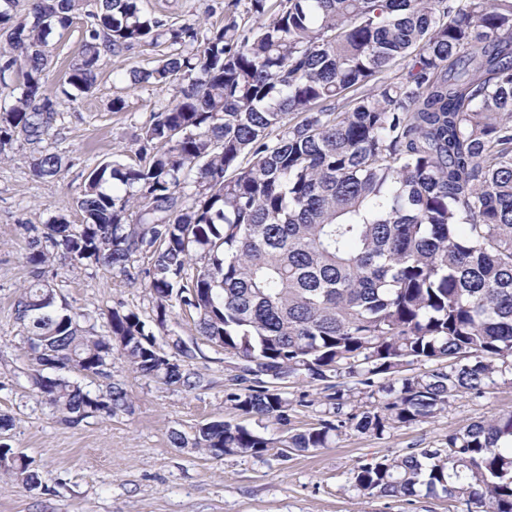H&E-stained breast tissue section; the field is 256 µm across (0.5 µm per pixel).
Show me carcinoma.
<instances>
[{"label": "carcinoma", "mask_w": 512, "mask_h": 512, "mask_svg": "<svg viewBox=\"0 0 512 512\" xmlns=\"http://www.w3.org/2000/svg\"><path fill=\"white\" fill-rule=\"evenodd\" d=\"M0 8V160L39 146L59 118L46 93L49 36L86 18L65 83L96 84L107 54L170 52L132 83L176 94L152 109L134 164H100L75 205L26 227L32 279L15 303L37 401L69 424L131 411L112 356L185 391L194 350L158 343L138 314L112 309L103 333L56 304L45 279L102 266L141 276L156 325L175 308L244 362L224 393L249 418L288 422L293 401L267 379L323 383L332 419L273 441L230 422L174 431L177 448L220 459L326 448L343 428L381 436L431 418L460 393L512 370V0H231L224 22L145 13L141 0H31ZM38 179L62 171L46 149ZM141 257L150 266L132 273ZM415 361L443 366L402 376ZM73 371L89 380H72ZM379 386L378 411H344L342 380ZM0 472L43 486L33 462L0 444ZM382 497L424 486L466 512H512V411L448 433L442 448L359 465Z\"/></svg>", "instance_id": "1"}]
</instances>
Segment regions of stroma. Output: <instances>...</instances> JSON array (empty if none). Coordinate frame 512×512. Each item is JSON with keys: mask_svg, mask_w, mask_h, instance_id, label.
I'll return each mask as SVG.
<instances>
[{"mask_svg": "<svg viewBox=\"0 0 512 512\" xmlns=\"http://www.w3.org/2000/svg\"><path fill=\"white\" fill-rule=\"evenodd\" d=\"M82 37L79 20L64 35H51L48 94L60 91ZM155 58L140 49L105 56L92 92L74 104L61 102L57 131L43 143L62 156L61 177L34 179L20 154L0 162V414L14 420L8 433L13 451L32 460L44 483L30 491L0 475V512H462L449 507L439 492L422 491L409 499L368 494L355 487L352 472L372 460L440 447L450 431L512 411L511 372L498 375L483 396L459 394L434 417L380 436L346 428L329 447L294 452L286 459L273 454L213 459L174 447L172 431L243 421L262 428L266 436L283 437L317 425L326 416V400L319 385L290 380L282 383V391L295 400L307 395L310 403L296 405L288 425L243 419L224 400L236 359L201 336L192 316L177 309L168 328L196 350L192 368L201 382L194 390L146 380L116 357L112 379L130 393L131 413L69 425L37 403L25 376L29 359L15 316L19 289L32 276L23 258V227L58 213L81 223L74 200L89 171L100 163L135 162L133 141L162 94L131 85L128 74L151 66ZM117 96L126 102L124 111L111 108ZM57 295L93 315L114 308L135 312L147 323L156 315L155 302L139 281L117 278L101 266L67 273Z\"/></svg>", "mask_w": 512, "mask_h": 512, "instance_id": "stroma-1", "label": "stroma"}]
</instances>
